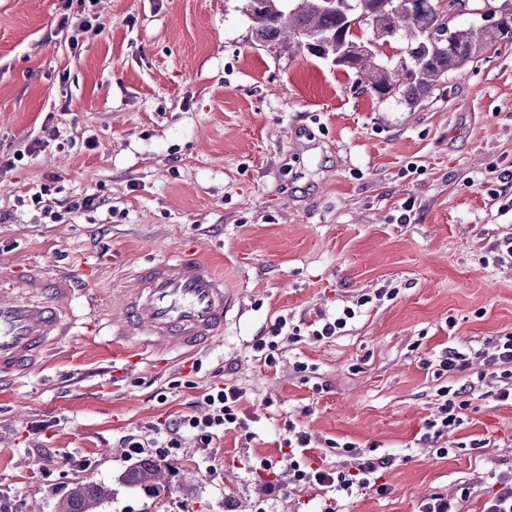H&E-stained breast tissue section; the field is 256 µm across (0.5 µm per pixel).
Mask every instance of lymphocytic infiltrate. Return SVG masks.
<instances>
[{
	"mask_svg": "<svg viewBox=\"0 0 512 512\" xmlns=\"http://www.w3.org/2000/svg\"><path fill=\"white\" fill-rule=\"evenodd\" d=\"M57 192L53 183L41 184L39 188L27 191L19 197L20 206L37 212L40 218L49 223H62L65 215H76L94 211L101 207L102 201L96 196H86L69 201L63 210H55L54 196ZM383 291L363 294L353 300L352 304L338 309L334 315L318 313L315 320L307 327L295 324L293 318L281 315L271 325L267 335L258 337L253 351L265 364L272 365L285 342L299 340L301 334H309L313 339L322 341L337 336L354 321L362 307L382 300ZM481 358L486 367V374L496 383L494 399L502 405H512V333L498 337L490 350L484 351ZM471 388L468 385L448 384L439 387V404L435 413L425 419L420 429V440L433 448L438 457L448 455L447 448L441 446V439L462 427L467 419L469 407L467 396ZM245 396L242 389L227 385L212 386L201 396V414H185L157 429L149 440L136 434L123 438V446L128 456L144 454L147 449H154L156 457L167 460L176 458L186 439H193L200 448L210 447L215 438L228 430L245 428L241 402ZM282 445L284 453L281 458L288 468L293 484L318 486L325 490L327 497L322 512H336L340 501L352 499L367 493L383 495L387 487L380 481V473L393 464L392 458L380 456L367 458L359 451L356 443H336L328 440V447H341L350 458L351 464L339 470H327L311 463L308 453L312 445V436L307 431L297 429L294 423H287Z\"/></svg>",
	"mask_w": 512,
	"mask_h": 512,
	"instance_id": "lymphocytic-infiltrate-1",
	"label": "lymphocytic infiltrate"
}]
</instances>
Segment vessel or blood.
Wrapping results in <instances>:
<instances>
[{
  "label": "vessel or blood",
  "mask_w": 512,
  "mask_h": 512,
  "mask_svg": "<svg viewBox=\"0 0 512 512\" xmlns=\"http://www.w3.org/2000/svg\"><path fill=\"white\" fill-rule=\"evenodd\" d=\"M74 270L49 272L32 265L0 264V379L43 363L49 351L74 334L72 303L85 294L88 309L97 297ZM235 300L194 245L130 272L110 308L116 339L134 342L128 356L164 362L177 350L207 348L224 333Z\"/></svg>",
  "instance_id": "1"
}]
</instances>
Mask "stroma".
<instances>
[{
	"instance_id": "stroma-1",
	"label": "stroma",
	"mask_w": 512,
	"mask_h": 512,
	"mask_svg": "<svg viewBox=\"0 0 512 512\" xmlns=\"http://www.w3.org/2000/svg\"><path fill=\"white\" fill-rule=\"evenodd\" d=\"M94 10L104 30L74 49L61 0H0V260L53 269L98 253L92 286L109 305L130 267L191 240L242 313L211 349L162 367L77 336L0 381V507L54 512L82 479L111 485L105 512H320L321 489L258 470L291 421L316 441L315 465L346 464L328 438L393 458L387 495L342 512H416L463 481L480 512L493 475L512 470V406L470 394L443 459L416 436L436 405L430 360L512 333V265L495 261L512 236V51L410 107L359 93L332 63L257 49L243 0ZM51 176L62 198L105 207L40 223L17 197ZM379 288L397 294L347 331L284 344L272 366L255 358L278 316L309 322ZM224 384L243 389L248 431L207 450L186 440L160 498L126 487L122 436L153 437Z\"/></svg>"
}]
</instances>
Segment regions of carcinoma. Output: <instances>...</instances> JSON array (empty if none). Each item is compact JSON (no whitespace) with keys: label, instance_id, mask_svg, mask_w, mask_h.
Here are the masks:
<instances>
[{"label":"carcinoma","instance_id":"obj_1","mask_svg":"<svg viewBox=\"0 0 512 512\" xmlns=\"http://www.w3.org/2000/svg\"><path fill=\"white\" fill-rule=\"evenodd\" d=\"M257 14L251 25L255 46L277 54L308 55L329 60L346 73L360 72L364 90L383 101L397 98L419 105L453 74L489 50L512 48V11L500 16L492 29L454 24L451 14L461 0H431L432 8L410 22L404 7L410 0H251ZM369 23L354 28L360 14ZM398 40L414 52L410 66L384 59L383 47ZM169 468L150 458H138L121 481L150 498L165 491ZM112 500L104 483L76 481L57 503L55 512H101Z\"/></svg>","mask_w":512,"mask_h":512}]
</instances>
